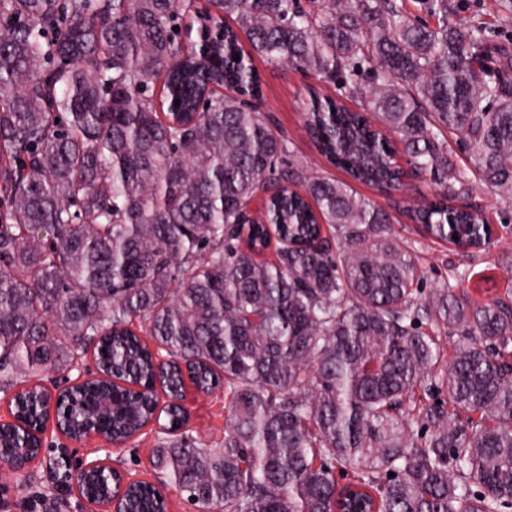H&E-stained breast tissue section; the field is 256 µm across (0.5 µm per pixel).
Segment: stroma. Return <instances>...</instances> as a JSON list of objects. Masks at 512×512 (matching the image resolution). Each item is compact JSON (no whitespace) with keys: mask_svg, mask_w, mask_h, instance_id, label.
I'll return each mask as SVG.
<instances>
[{"mask_svg":"<svg viewBox=\"0 0 512 512\" xmlns=\"http://www.w3.org/2000/svg\"><path fill=\"white\" fill-rule=\"evenodd\" d=\"M453 2L457 20L484 22L492 43L512 50V0ZM253 63L262 77L263 96L259 107L271 127L284 132L290 142L289 167H303L315 175L342 178V171L324 161L309 138L305 129L304 103L309 89L318 86L354 110L359 107L358 99L346 97L335 85H320L314 75L267 63L258 56L254 57ZM355 189L391 214L395 235L405 244L422 238L420 227L408 215L409 200L430 199L438 191L430 177L414 175L406 177L405 189L401 192L385 194L360 183ZM477 200L486 206L489 223L499 226L500 238L481 252L467 251L446 241L428 240L426 248L418 254L426 290L436 288L447 278L450 269L467 266L474 272L473 278L465 284L471 300L483 302L512 292V272L502 268L505 259L512 258V205L503 202L490 189L479 193ZM182 404L190 414L192 435L210 447H219L224 438L226 419L223 395L204 396L189 386L184 391ZM156 436L155 427L149 426L127 447L117 449L108 447L105 440L98 438L70 445L55 432H47L45 448L30 465L37 474L36 482L16 480L8 470L0 472V498L9 503V512H31L32 501L48 491L58 505V512H86L85 504L72 488L71 477L78 463L106 456L120 471L143 481H156L159 475L155 465Z\"/></svg>","mask_w":512,"mask_h":512,"instance_id":"35a3bbf8","label":"stroma"}]
</instances>
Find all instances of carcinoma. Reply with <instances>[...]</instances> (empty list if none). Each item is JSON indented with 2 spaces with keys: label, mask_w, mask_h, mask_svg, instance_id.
<instances>
[{
  "label": "carcinoma",
  "mask_w": 512,
  "mask_h": 512,
  "mask_svg": "<svg viewBox=\"0 0 512 512\" xmlns=\"http://www.w3.org/2000/svg\"><path fill=\"white\" fill-rule=\"evenodd\" d=\"M206 2L0 0V392L90 350L106 376L161 383L176 403L159 412L106 378L62 406L73 433L93 420L116 443L157 425L164 478L125 490L132 512L171 487L196 512L512 508V298L468 301L458 269L424 294L417 249L350 184L403 185L386 129L440 187L411 208L428 235L487 223L478 189L512 200V55L450 0H426L433 27L405 0ZM254 54L363 99L307 104L350 181L284 169ZM429 328L467 343L445 363ZM187 379L224 392L218 448L190 433ZM437 387L442 403L415 400ZM10 406L17 473L42 451L39 408L27 389ZM337 471L360 488L340 504Z\"/></svg>",
  "instance_id": "carcinoma-1"
}]
</instances>
